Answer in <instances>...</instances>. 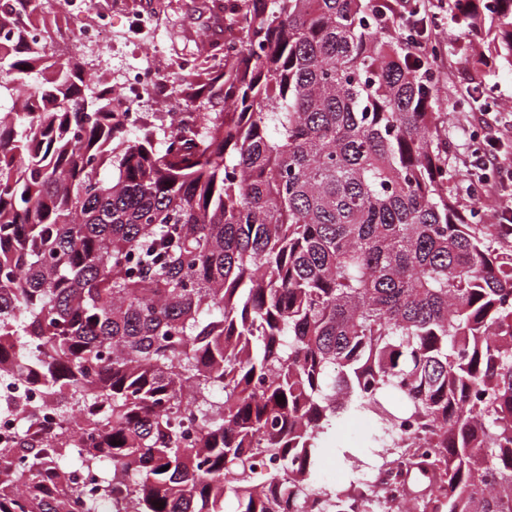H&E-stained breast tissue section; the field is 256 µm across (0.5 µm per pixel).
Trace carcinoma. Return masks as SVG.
Returning a JSON list of instances; mask_svg holds the SVG:
<instances>
[{"label":"carcinoma","mask_w":512,"mask_h":512,"mask_svg":"<svg viewBox=\"0 0 512 512\" xmlns=\"http://www.w3.org/2000/svg\"><path fill=\"white\" fill-rule=\"evenodd\" d=\"M386 2L231 0L228 110L128 127L42 0H0V379L43 391L0 512H401L316 480L361 415L413 512H512V252L448 194ZM451 10L477 71L512 65V0Z\"/></svg>","instance_id":"carcinoma-1"}]
</instances>
